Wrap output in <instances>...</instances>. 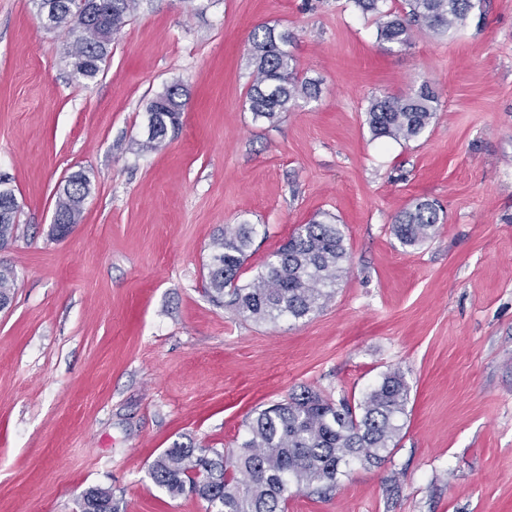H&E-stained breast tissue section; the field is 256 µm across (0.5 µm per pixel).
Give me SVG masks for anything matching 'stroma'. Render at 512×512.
Here are the masks:
<instances>
[{"instance_id":"obj_1","label":"stroma","mask_w":512,"mask_h":512,"mask_svg":"<svg viewBox=\"0 0 512 512\" xmlns=\"http://www.w3.org/2000/svg\"><path fill=\"white\" fill-rule=\"evenodd\" d=\"M291 34L320 93L254 120L249 35ZM32 0H0V176L20 203L0 259V512H79L91 487L120 512H206L150 477L174 441L233 448L258 410L306 388L357 403L384 374L410 388L380 466L285 512H512V0H483L454 36L380 40L353 0H140L90 83ZM432 82L436 116L374 138L370 98ZM185 92L179 130L138 148L147 106ZM83 171L82 220L52 234L56 193ZM445 213L402 246L415 200ZM339 224L346 274L318 313L256 323L204 292L213 239L257 229L241 282L298 225ZM440 212L435 203L419 200L396 216L393 233L404 246L419 245L436 235L439 224H443Z\"/></svg>"}]
</instances>
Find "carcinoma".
Masks as SVG:
<instances>
[{
	"instance_id": "cac0c4a2",
	"label": "carcinoma",
	"mask_w": 512,
	"mask_h": 512,
	"mask_svg": "<svg viewBox=\"0 0 512 512\" xmlns=\"http://www.w3.org/2000/svg\"><path fill=\"white\" fill-rule=\"evenodd\" d=\"M364 12L377 16L380 39L398 45L410 43L413 31L427 29L452 34L465 24L481 0H405L399 13L387 0H353ZM39 15L55 8L60 28L71 42L65 51L75 77L93 80L109 56L112 38L133 16L138 0H107L108 11L98 15L89 0H33ZM252 82L247 93L256 120L273 124L280 113L304 98L319 93L317 85L298 76L296 59L286 46L287 32L259 25L250 38ZM439 103L427 81L404 95L384 94L369 101L366 120L376 138L410 141L431 124ZM185 101L180 86L172 85L147 107L149 125L159 135L139 143V149L161 148L169 131L176 129ZM90 181L78 171L59 191L55 215L65 223L53 224L64 235L79 223ZM15 196L0 181V251L13 243L18 207L4 209ZM441 209L419 200L400 212L393 224L395 237L414 247L433 238L443 223ZM256 229L239 224L213 239L208 293L213 301L234 309L253 321L283 317L303 319L320 311L333 297L336 281L345 270L348 251L336 224L310 220L301 224L287 243L257 272L239 284L240 272ZM13 266L0 263V296L8 299L14 288ZM409 388L399 370L382 381L356 405L334 403L311 388L255 413L237 448H206L194 440L175 442L153 463L151 477L170 495L190 491L207 503V512H285L288 491L320 493L336 486L341 467L358 462L378 465L395 447L403 425ZM80 512H120L112 492L101 487L86 490Z\"/></svg>"
}]
</instances>
